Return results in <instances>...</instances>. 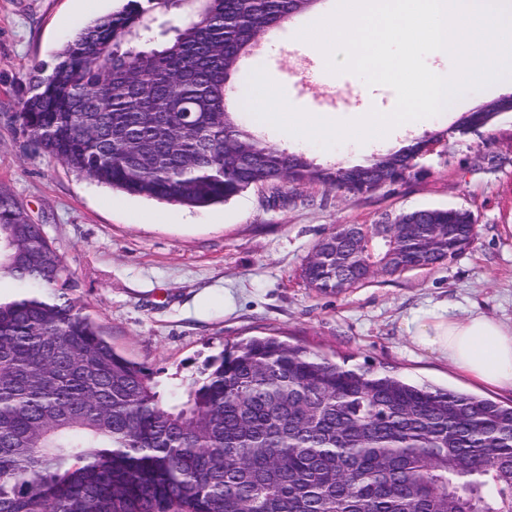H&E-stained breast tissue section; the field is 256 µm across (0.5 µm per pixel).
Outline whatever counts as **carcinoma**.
<instances>
[{
  "label": "carcinoma",
  "instance_id": "cac0c4a2",
  "mask_svg": "<svg viewBox=\"0 0 512 512\" xmlns=\"http://www.w3.org/2000/svg\"><path fill=\"white\" fill-rule=\"evenodd\" d=\"M315 0H126L30 76L17 121L72 171L189 208L287 184L374 194L448 131L323 167L229 106L258 38ZM171 17L155 43L153 23ZM495 112H471L465 129ZM457 208L338 224L300 278L339 294L471 247ZM0 512H512V405L338 364L276 337L236 343L165 393L74 299L42 225L0 191Z\"/></svg>",
  "mask_w": 512,
  "mask_h": 512
}]
</instances>
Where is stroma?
<instances>
[{"instance_id":"1","label":"stroma","mask_w":512,"mask_h":512,"mask_svg":"<svg viewBox=\"0 0 512 512\" xmlns=\"http://www.w3.org/2000/svg\"><path fill=\"white\" fill-rule=\"evenodd\" d=\"M120 0H0V191L14 195L42 225L74 273L75 293L113 347L149 367L163 386L199 378L227 344L277 336L414 382L512 403L511 388L479 384L447 360L416 348L405 323L438 305L462 318L474 310L512 325V117L469 134L454 130L465 113L512 96V77L470 90L439 118L398 130L387 141L332 151L291 141L274 127L266 141L322 165H355L435 132L447 142L420 161L421 174L372 195L342 196L318 185L288 189L279 202L248 190L203 209L130 196L97 184L42 152L15 115L29 74L51 61L78 29ZM310 13L265 34L234 75L246 85L264 64L303 109L350 114L393 109L390 88H369L354 74L326 73L291 34ZM421 207L470 210L474 247L428 270L378 277L342 294H318L299 277L314 245L339 224H373ZM234 306L225 309L224 294Z\"/></svg>"}]
</instances>
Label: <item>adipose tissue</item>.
<instances>
[{"label":"adipose tissue","instance_id":"1","mask_svg":"<svg viewBox=\"0 0 512 512\" xmlns=\"http://www.w3.org/2000/svg\"><path fill=\"white\" fill-rule=\"evenodd\" d=\"M406 331L416 347L478 382L512 388V326L482 312L457 318L431 310L408 320Z\"/></svg>","mask_w":512,"mask_h":512}]
</instances>
